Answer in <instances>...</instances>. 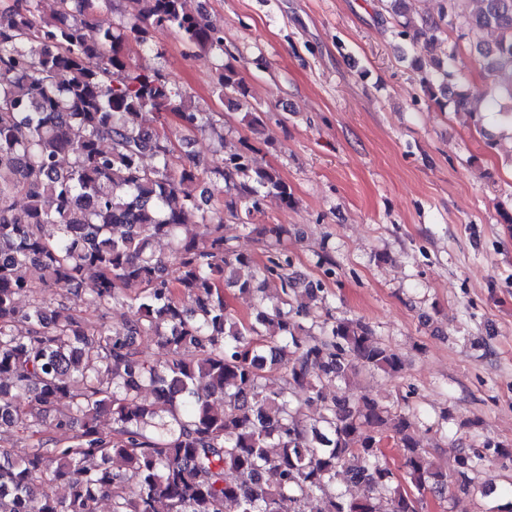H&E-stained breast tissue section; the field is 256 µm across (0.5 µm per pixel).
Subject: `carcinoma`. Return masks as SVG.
<instances>
[{"instance_id":"1","label":"carcinoma","mask_w":512,"mask_h":512,"mask_svg":"<svg viewBox=\"0 0 512 512\" xmlns=\"http://www.w3.org/2000/svg\"><path fill=\"white\" fill-rule=\"evenodd\" d=\"M126 3L119 26L105 19L114 0H57L49 17L40 0L0 10V433L38 436L20 458L0 449V512H28L35 498L38 512H99L104 500L112 512H304L314 495L323 512H420L427 497H448L450 477L495 494L493 479L474 475L512 461L511 447L463 448L448 471L408 413L325 391L361 369L398 373L403 360L364 321L336 318L321 280L291 271L284 225L255 223L266 197L288 207L294 196L278 170L255 164L249 140L210 166L190 154L170 166L175 142L209 132L222 145L224 134L160 71L134 66L127 44L168 29L189 47L232 54L188 0ZM471 3L439 0L435 19L414 16L409 0H379L377 16L390 15L395 37L414 48L459 25L506 108L512 0ZM487 30L498 33L492 45ZM411 66L429 100L479 113L456 50L443 62L417 53ZM215 90L229 105L249 97L229 62L216 68ZM146 113L173 114L177 132L144 125ZM211 175L224 198L208 207L198 189ZM226 215L260 236L265 258L224 236ZM191 224L202 232L183 236ZM159 239L170 255L154 252ZM226 288L252 300L247 318L228 312ZM83 289L95 321L67 303ZM120 304L138 317L112 331L103 313ZM141 336L166 359L146 358ZM51 411L64 440L35 430ZM390 438L405 450L398 477L383 451ZM341 475L366 493L349 495Z\"/></svg>"}]
</instances>
